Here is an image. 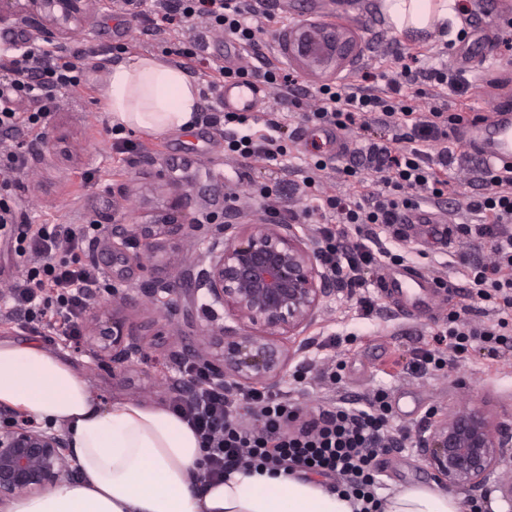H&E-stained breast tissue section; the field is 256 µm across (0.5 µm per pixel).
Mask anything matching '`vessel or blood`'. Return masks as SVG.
<instances>
[{"instance_id": "obj_1", "label": "vessel or blood", "mask_w": 512, "mask_h": 512, "mask_svg": "<svg viewBox=\"0 0 512 512\" xmlns=\"http://www.w3.org/2000/svg\"><path fill=\"white\" fill-rule=\"evenodd\" d=\"M224 109L228 112H256L264 102V88L258 82L229 81L224 85ZM471 151L477 153L491 168L512 165V113L493 108L491 114L471 118L454 131ZM417 288L415 308L426 306L425 292L429 286L418 272L408 271L402 277L387 275L378 282L380 292L391 294L404 286Z\"/></svg>"}]
</instances>
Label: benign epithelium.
<instances>
[{"label":"benign epithelium","mask_w":512,"mask_h":512,"mask_svg":"<svg viewBox=\"0 0 512 512\" xmlns=\"http://www.w3.org/2000/svg\"><path fill=\"white\" fill-rule=\"evenodd\" d=\"M112 0H0V26L22 25L27 37L20 51L48 43L68 46L78 34L90 35L91 18ZM353 33L334 20L307 21L291 28L288 61L315 77L335 76L356 54ZM199 227L184 198L172 200L144 224L112 225V254L142 266L173 239ZM195 256L172 252L167 263L183 275L188 296L204 299L206 324L199 345L173 355V362L201 363L224 383L273 387L288 364L310 343L306 334L335 296L336 283L319 268L317 247L292 224L258 219L224 224L197 238ZM173 289L157 283L112 287V320L93 312L84 330L92 353L114 369L142 356L144 340L129 326L125 310L141 298L157 310L175 305ZM229 319L230 327L224 324ZM68 443L60 431L7 416L0 425V504L20 495L57 486L73 472ZM502 424L479 405L450 406L436 412L419 454L425 466L449 489L481 487L502 467Z\"/></svg>","instance_id":"1"}]
</instances>
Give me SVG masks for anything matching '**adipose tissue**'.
<instances>
[{"label":"adipose tissue","instance_id":"obj_1","mask_svg":"<svg viewBox=\"0 0 512 512\" xmlns=\"http://www.w3.org/2000/svg\"><path fill=\"white\" fill-rule=\"evenodd\" d=\"M460 0H381L396 32L414 37L455 19ZM114 124L150 133L194 126L199 88L153 55L113 64L103 90ZM0 408L62 430L79 475L16 497L7 512H353L332 486L264 469L204 478L201 440L169 408L133 399L104 403L88 379L33 341L0 339ZM382 512H466L435 487L401 488Z\"/></svg>","mask_w":512,"mask_h":512}]
</instances>
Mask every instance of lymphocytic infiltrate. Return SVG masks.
<instances>
[{
  "label": "lymphocytic infiltrate",
  "instance_id": "obj_1",
  "mask_svg": "<svg viewBox=\"0 0 512 512\" xmlns=\"http://www.w3.org/2000/svg\"><path fill=\"white\" fill-rule=\"evenodd\" d=\"M271 20L258 0H157L147 29L153 32L174 22L189 28L200 21L239 48L251 50L257 32ZM88 57L83 50L55 49L29 56L1 54L0 129L30 133L42 128L57 108L58 92L80 86ZM228 79L260 80L283 92L297 83L272 62L261 71L215 65L208 75L209 91L217 92ZM363 81L355 73L349 81L321 85L318 103L306 115L313 124L346 131L371 113L394 130L387 138L365 139L357 150L360 167L345 170L349 177L362 169L376 174V188L356 197L329 196L309 209L319 224L323 267L350 289L366 287L365 271L378 260L372 237L361 233L349 239L345 225L371 224L384 230L396 224L403 211L419 206L414 189L425 190L433 199L449 192L448 169L456 149L450 133L464 120L463 113L445 115L435 107L426 116H416L396 79H389L390 92L384 96L366 89ZM24 99L34 101L33 110H16V102ZM211 110L212 123L226 126L229 152L269 163L284 155L279 124H272L267 134H242L238 128L246 124L245 116L216 104ZM405 124L410 132H402ZM482 175L488 191L470 202L478 221L463 225L462 233L470 239H490L492 257L470 267L471 294L485 302L498 300L512 310V167L486 168ZM101 230L98 224H33L27 211L15 205L12 182H0V235L15 240L16 253L27 266L13 282L10 300L32 331L59 326L65 339L80 336L85 313L103 288L98 271L84 258ZM187 372L196 381L193 395L174 397L170 405L199 434L206 476L218 478L251 467L287 473L298 468L335 478L337 491L351 500L354 512H381L379 458L390 445L402 447L409 439L407 430L393 423L386 391H377L360 408L334 403L291 434L287 427L298 418L299 409L287 392L227 385L200 365L188 366Z\"/></svg>",
  "mask_w": 512,
  "mask_h": 512
}]
</instances>
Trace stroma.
Instances as JSON below:
<instances>
[{"label":"stroma","mask_w":512,"mask_h":512,"mask_svg":"<svg viewBox=\"0 0 512 512\" xmlns=\"http://www.w3.org/2000/svg\"><path fill=\"white\" fill-rule=\"evenodd\" d=\"M276 22L258 36L256 50L234 54L224 49V36L206 35V54L223 65L253 69L263 63L287 58L289 28L303 20L333 18L347 26L357 39L355 57L348 72L377 74L373 88L387 93L380 76L399 72L411 48L423 51L414 62L415 83L405 86L417 105L455 111L467 102L470 112L484 114L493 105L512 109V0H467L460 16L467 33L454 50H447L442 32L423 37L396 34L380 11V0H262ZM93 40L74 38L70 45L91 51L92 57L75 90L60 92L58 107L52 112L46 133L34 141L25 168L15 174L19 183L16 201L36 224H103L124 220L136 224L163 209L175 196L190 193V210L205 224H246L253 219L271 220L301 212L310 195L302 181L308 175L311 155L328 156L330 163L320 174L315 195L327 197L357 193L358 183L342 174L355 165L354 148L361 130L346 134V147L337 150L323 127L307 123L304 114L315 104L314 90L320 79L300 74V88L294 96L267 89L260 111L250 113L251 131L265 130L269 121L283 128L287 154L280 164L244 160L224 152V128L198 120L188 131L150 134L123 130L115 133L105 110L102 92L112 63L126 56L155 55L171 60V51L189 35L185 29H167L142 36L139 17L119 9L104 10L91 20ZM447 66L464 72L474 86L467 95L430 81L432 68ZM141 144V151L122 154L114 144L118 139ZM453 192L425 203L426 211L447 215L444 224H421L414 231L381 234L385 255L373 270L368 288L348 291L337 288L335 298L318 319L314 331L316 346L299 358L308 370L307 379H297L286 371L279 386L292 390L300 404V421L315 418L319 409L340 400L365 401L377 390H385L395 424L420 437L428 426L433 408L450 404H478L485 407L507 434L512 435V351H493L490 345L469 342L465 357L458 358L436 338L445 332L451 318L463 306H470L472 325L496 324L501 316L493 303L470 301L465 262L488 259L490 245L471 241L459 232L460 225L476 223L466 208L469 200L485 191L482 161L472 152L457 158L449 172ZM268 196H260V188ZM86 260L96 267L106 283L128 281H173L174 273L164 256H156L143 267L131 268L113 261L106 236H98L86 251ZM416 269L439 281L422 312L410 306L412 297L403 294L394 300L378 291L381 273ZM374 300L364 309L362 297ZM127 321L146 344L145 360L122 373L110 363L93 360L85 344L51 341L45 335H30L17 315L0 307V338H36L90 380L92 391L104 402L138 399L149 404H168L172 383L182 380L180 366L169 363L170 352L195 341L197 327L204 320L200 305L179 296L175 308L160 313L145 302H137L126 312ZM429 351L442 360L441 366L426 375L405 370L416 354ZM336 368V381L322 373ZM381 494L399 486H429L434 482L416 447L393 448L379 461Z\"/></svg>","instance_id":"1"}]
</instances>
